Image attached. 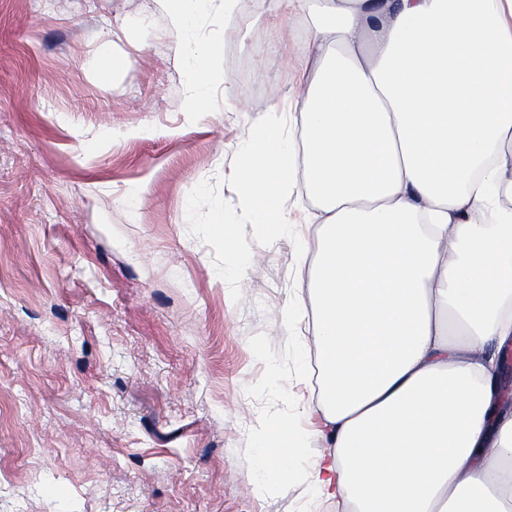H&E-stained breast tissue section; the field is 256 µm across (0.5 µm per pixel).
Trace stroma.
I'll return each instance as SVG.
<instances>
[{"mask_svg": "<svg viewBox=\"0 0 512 512\" xmlns=\"http://www.w3.org/2000/svg\"><path fill=\"white\" fill-rule=\"evenodd\" d=\"M305 38L288 0L188 28L157 0H0V512H342L303 479L321 442L287 484L260 466V431L314 409V337L283 326L311 267L232 169Z\"/></svg>", "mask_w": 512, "mask_h": 512, "instance_id": "35a3bbf8", "label": "stroma"}]
</instances>
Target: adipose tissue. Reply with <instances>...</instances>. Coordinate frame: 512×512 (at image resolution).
Masks as SVG:
<instances>
[{
    "label": "adipose tissue",
    "mask_w": 512,
    "mask_h": 512,
    "mask_svg": "<svg viewBox=\"0 0 512 512\" xmlns=\"http://www.w3.org/2000/svg\"><path fill=\"white\" fill-rule=\"evenodd\" d=\"M288 109L236 157L250 223L319 206L313 432L265 434L269 478L305 473L345 512H512V0H295Z\"/></svg>",
    "instance_id": "obj_1"
}]
</instances>
